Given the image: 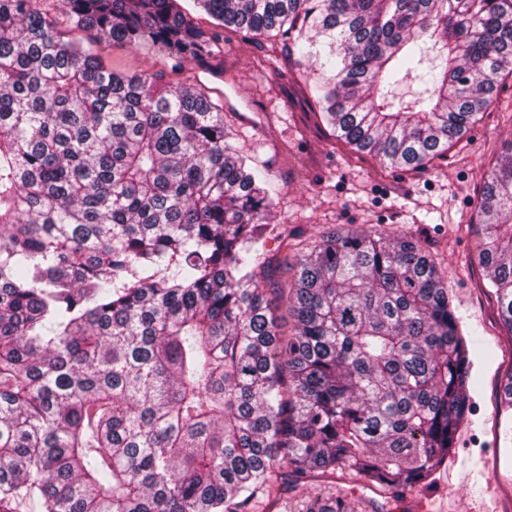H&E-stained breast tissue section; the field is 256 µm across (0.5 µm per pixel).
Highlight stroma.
<instances>
[{
    "instance_id": "stroma-1",
    "label": "stroma",
    "mask_w": 512,
    "mask_h": 512,
    "mask_svg": "<svg viewBox=\"0 0 512 512\" xmlns=\"http://www.w3.org/2000/svg\"><path fill=\"white\" fill-rule=\"evenodd\" d=\"M281 33L225 32L213 58L177 63L157 46L98 40L93 53L123 73H159L169 85H201L224 109L232 143L249 165L267 169L276 205L260 276L288 287L287 247L352 228L420 240L447 270L453 305L470 345L469 407L431 485L406 492L383 512H505L512 503V453L498 444L497 393L512 372V336L501 327L478 262L476 208L484 181L512 142V77L446 157L415 173L354 151L321 117L315 84L322 56L286 49Z\"/></svg>"
}]
</instances>
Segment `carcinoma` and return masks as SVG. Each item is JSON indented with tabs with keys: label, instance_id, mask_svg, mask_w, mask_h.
I'll use <instances>...</instances> for the list:
<instances>
[{
	"label": "carcinoma",
	"instance_id": "cac0c4a2",
	"mask_svg": "<svg viewBox=\"0 0 512 512\" xmlns=\"http://www.w3.org/2000/svg\"><path fill=\"white\" fill-rule=\"evenodd\" d=\"M0 0V512H354L431 483L469 341L419 240L330 232L278 324L258 278L274 198L195 84L113 71L67 33L205 63L224 29L307 25L336 137L390 168L444 157L512 75V0ZM406 87L411 94L398 97ZM478 261L512 335V142ZM365 481L362 479H352L350 482L340 484V488L348 492L349 496L354 500V507L360 512H372L370 502L375 499L379 503H383V499L376 496L372 490L364 486Z\"/></svg>",
	"mask_w": 512,
	"mask_h": 512
}]
</instances>
